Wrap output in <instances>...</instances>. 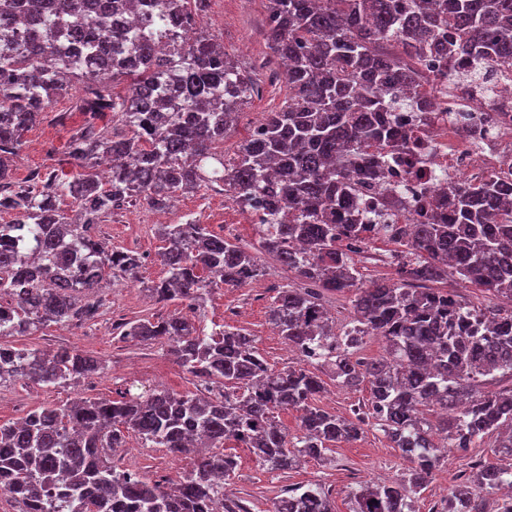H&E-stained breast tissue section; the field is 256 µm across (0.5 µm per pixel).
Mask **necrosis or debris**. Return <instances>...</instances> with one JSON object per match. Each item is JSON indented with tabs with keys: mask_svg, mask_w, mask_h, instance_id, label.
<instances>
[{
	"mask_svg": "<svg viewBox=\"0 0 512 512\" xmlns=\"http://www.w3.org/2000/svg\"><path fill=\"white\" fill-rule=\"evenodd\" d=\"M425 112L394 110L396 143L370 141L362 159L384 173L355 181L349 209L362 224H420L430 210L451 211L448 187L485 178L512 187V63L498 62L495 80H469L472 64L430 51L414 62Z\"/></svg>",
	"mask_w": 512,
	"mask_h": 512,
	"instance_id": "necrosis-or-debris-1",
	"label": "necrosis or debris"
}]
</instances>
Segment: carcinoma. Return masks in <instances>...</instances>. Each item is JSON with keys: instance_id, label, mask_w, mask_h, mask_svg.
Wrapping results in <instances>:
<instances>
[{"instance_id": "carcinoma-1", "label": "carcinoma", "mask_w": 512, "mask_h": 512, "mask_svg": "<svg viewBox=\"0 0 512 512\" xmlns=\"http://www.w3.org/2000/svg\"><path fill=\"white\" fill-rule=\"evenodd\" d=\"M204 2L0 0V213L12 215L0 224V387H66L105 369L75 348L1 343L52 324L93 322L102 304L87 300L90 293L137 279L141 256L107 249L96 235L104 216L141 202L162 211L178 195L214 185L245 209L273 176L271 221L258 230L259 248L304 287L281 289L269 321L299 354L319 357L314 366L332 380L367 384L369 412L352 420L321 408L322 378L301 363L270 366L241 328L208 333L176 314L128 320L115 326L121 339L166 344L190 374L220 385L217 394L131 385L118 400L41 405L0 425V492L16 512H204L224 497L237 467L225 441L249 448L263 469L285 472L358 440L369 414L412 467L404 481L362 486L351 512H413L412 500L440 464L421 406L450 411L441 426L448 447L466 449L498 431V455L512 460V386L483 390L486 378L512 374V307L485 308L476 333L471 308L454 289L427 287L450 275L512 298L509 189L492 180L450 187L448 223L430 218L396 232L402 250L392 283L361 282L356 250L343 243H365L372 225L341 222L360 145L392 135L389 109L416 106L418 73L406 59L436 45L512 62V0H268L267 38L288 60L287 95L232 159L224 158V138L257 81L197 26ZM122 13L161 23L123 29L115 23ZM392 36L400 55L387 51ZM76 71L81 123L64 157L44 175L16 180L12 159L24 133ZM396 88L405 99L387 98ZM110 114L120 125L106 122ZM102 159L113 160L105 181ZM158 235L166 277L142 289L159 304L178 301L201 318L215 286L266 275L254 255L204 224H163ZM327 293L351 294V320L340 333ZM373 332L384 338L385 355L354 358ZM289 410L298 413L292 438L275 416ZM130 432L154 448L193 455L191 469L163 483L116 470L112 454ZM476 482L512 486V463L482 464ZM52 489L56 495H47ZM271 512L334 507L327 491L307 483L288 487ZM448 512L484 510L460 490L448 498Z\"/></svg>"}]
</instances>
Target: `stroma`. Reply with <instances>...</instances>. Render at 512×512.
I'll list each match as a JSON object with an SVG mask.
<instances>
[{"instance_id": "35a3bbf8", "label": "stroma", "mask_w": 512, "mask_h": 512, "mask_svg": "<svg viewBox=\"0 0 512 512\" xmlns=\"http://www.w3.org/2000/svg\"><path fill=\"white\" fill-rule=\"evenodd\" d=\"M267 0H207L200 13L205 28L223 44L226 53L247 71H256L267 57L270 46L265 34ZM262 93L253 95L239 109L236 124L224 141L226 156H234L247 139L252 126L265 113L281 107L286 87L282 80L263 81ZM72 100L63 95L46 110L39 124L24 136L23 145L14 160L17 179L30 172H46L55 165L60 153L80 123L71 115ZM69 113L66 124H58L57 113ZM165 223L179 224L192 219L208 225L210 231L224 236L242 248L257 252L266 267L264 286L252 288L244 284L235 288H215L205 307V327L229 324L245 329L255 336L257 346L270 365L280 368L298 364V354L278 333L272 332L268 312L280 288L300 286V279L271 256L258 253V234L247 224L243 212L225 200L216 188L179 195L173 206L156 212L141 204L113 212L99 226V234L109 245L137 251L143 257L139 277L143 282L164 278L165 270L159 260L162 243L157 235L156 218ZM393 243L378 240L364 246L354 260L362 282L394 281L398 274L392 265ZM103 314L88 324L50 326L30 336H13L9 342L17 348L55 350L73 347L90 353L105 364L103 373L82 380L76 387L46 388L37 384H16L0 388V424L16 422L29 411L44 404H62L78 396L109 399L118 398L127 382L138 381L153 388L163 386L177 393L203 392L199 379L187 373L166 346L161 343H118L112 338V325L136 316H156L179 313L189 315L187 306L180 303H156L140 287L118 284L104 292ZM370 396L368 386L353 389L326 380L325 390L318 403L327 410L347 418L355 409L364 406ZM497 438L489 433L473 441L470 448L448 450L434 479L414 500V512H442L451 493L472 476L478 464L496 459ZM237 467L224 486L226 498L245 504L249 512H269L275 498L285 488L297 483H316L332 495L336 512H351V497L360 484H391L406 476L410 464L399 449L374 425L366 422L360 439L334 446L327 460L310 459L292 471L268 472L255 461L248 449H235ZM118 468H132L152 479H174L189 470L185 456L169 453L164 448L144 447L135 438H128L125 448L112 458Z\"/></svg>"}]
</instances>
